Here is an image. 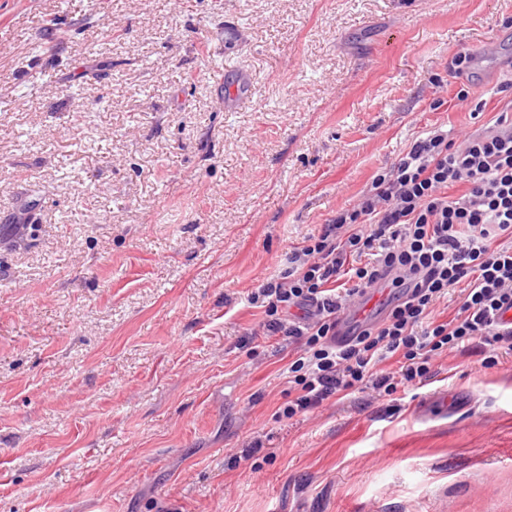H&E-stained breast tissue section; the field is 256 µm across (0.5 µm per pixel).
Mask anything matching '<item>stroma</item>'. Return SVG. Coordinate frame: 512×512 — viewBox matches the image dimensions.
Instances as JSON below:
<instances>
[{
    "label": "stroma",
    "mask_w": 512,
    "mask_h": 512,
    "mask_svg": "<svg viewBox=\"0 0 512 512\" xmlns=\"http://www.w3.org/2000/svg\"><path fill=\"white\" fill-rule=\"evenodd\" d=\"M510 110L512 0H0V512H512V352L288 419L247 301Z\"/></svg>",
    "instance_id": "obj_1"
}]
</instances>
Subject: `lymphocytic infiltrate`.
<instances>
[{
  "instance_id": "1",
  "label": "lymphocytic infiltrate",
  "mask_w": 512,
  "mask_h": 512,
  "mask_svg": "<svg viewBox=\"0 0 512 512\" xmlns=\"http://www.w3.org/2000/svg\"><path fill=\"white\" fill-rule=\"evenodd\" d=\"M456 184L462 193L448 196ZM288 261L287 275L248 296L264 310L267 335L296 347L288 365L296 395L284 417L358 390L390 395L425 382L434 356L478 339L511 351L512 330L496 316L512 307V118L500 115L495 129L459 146L443 133L416 140ZM382 283L392 290L384 317L337 342L340 314ZM453 289L458 307L433 318Z\"/></svg>"
}]
</instances>
